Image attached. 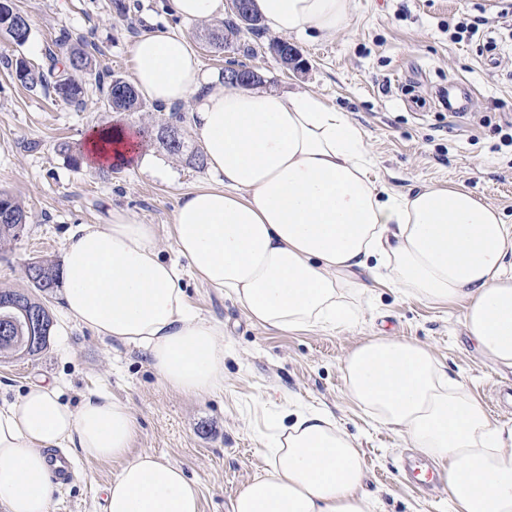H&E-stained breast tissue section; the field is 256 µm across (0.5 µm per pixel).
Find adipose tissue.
<instances>
[{"label":"adipose tissue","instance_id":"ef3b65f1","mask_svg":"<svg viewBox=\"0 0 512 512\" xmlns=\"http://www.w3.org/2000/svg\"><path fill=\"white\" fill-rule=\"evenodd\" d=\"M269 32L333 38L350 0H253ZM132 82L167 110L191 102L194 136L217 186L182 193L173 212L176 259L162 257L153 225L126 213L82 224L61 259L67 316L145 351L172 389L224 386L223 327L194 314L184 273L226 290L266 329L340 328L359 309L349 274L384 272L392 287L466 306L468 336L512 367V224L458 187L394 192L372 179L364 131L350 113L310 91L232 86L207 76L186 34L147 32L131 47ZM136 127L93 128V168L146 167ZM354 398L446 470L449 512H512V426L448 388L426 348L378 337L343 362ZM271 449L268 470L236 496L232 512H370L359 495L362 460L325 412H297ZM137 423L105 394L79 408L55 385L35 383L0 408V504L51 512L48 449L68 445L121 467L105 487L106 512H200L199 491L176 465L129 457Z\"/></svg>","mask_w":512,"mask_h":512}]
</instances>
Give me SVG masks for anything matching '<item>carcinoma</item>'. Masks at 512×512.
Returning <instances> with one entry per match:
<instances>
[{
	"instance_id": "1",
	"label": "carcinoma",
	"mask_w": 512,
	"mask_h": 512,
	"mask_svg": "<svg viewBox=\"0 0 512 512\" xmlns=\"http://www.w3.org/2000/svg\"><path fill=\"white\" fill-rule=\"evenodd\" d=\"M30 22L11 0H0V36L10 43L22 46L28 40ZM14 66L18 81L27 88L52 87L54 92L67 103L78 107L83 103L86 86L76 79L74 74L81 72L94 77L95 88L105 100L107 106L115 112H126L142 107L134 86L117 78L108 69H98L91 54L80 46L71 47L69 69L55 73V67L44 70L36 67L22 57L7 59ZM28 215L23 207L8 195H0V243L10 242L21 236L19 225L27 223ZM25 274L37 291L44 295L53 292L59 279V264L52 259H38L27 264ZM9 310L15 315L25 311L29 315L42 317V339L30 346L20 348L14 338L0 333V357L36 355L47 348L53 331L54 322L48 307L40 299L25 292L0 291V313Z\"/></svg>"
}]
</instances>
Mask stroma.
Masks as SVG:
<instances>
[{
    "label": "stroma",
    "mask_w": 512,
    "mask_h": 512,
    "mask_svg": "<svg viewBox=\"0 0 512 512\" xmlns=\"http://www.w3.org/2000/svg\"><path fill=\"white\" fill-rule=\"evenodd\" d=\"M31 25L28 41L15 46L0 37V192L29 215L19 240L0 246V290L26 292L32 259L60 260L74 226L108 224L116 211L156 225L164 258H173L170 224L178 195L215 183L197 168L199 151L190 103L163 112L148 104L136 112L105 108L87 91L74 108L54 91L28 89L6 58L22 57L63 69L65 49L56 39L68 31L83 41L102 69L132 76L129 52L143 31L170 29L190 35L205 71L221 76L228 61L257 71L278 90L312 91L328 105L350 112L365 132L373 174L405 192L429 185L461 186L502 210L512 224V0H352L346 32L332 40L291 38L304 71L284 68L269 49L267 31L244 34L232 48H210L208 21H184L168 0H13ZM484 14L477 35L452 41L450 25ZM137 124L156 159L151 170L72 166L63 142H84L96 126ZM174 126L186 145L173 154L158 141ZM189 305L224 326V387L201 396L167 386L141 349L69 322L59 297L49 304L53 334L35 356L0 360V406L16 401L33 383H55L70 407L104 391L131 407L137 436L132 454L148 452L179 466L200 491V512H231L237 494L268 466L277 421L301 408L328 411L360 451L362 493L375 512H448V483L432 487L412 479L409 461L418 451L351 397L342 363L358 346L395 336L428 348L438 366L459 381L490 420L512 425V412L492 400L512 389V368L491 362L464 327L459 304L435 305L404 295L375 275L360 274L352 298L361 308L356 324L336 329L267 330L248 319L227 292L186 279ZM75 477L54 486L52 512H104L103 489L119 464L86 459L70 449Z\"/></svg>",
    "instance_id": "stroma-1"
}]
</instances>
